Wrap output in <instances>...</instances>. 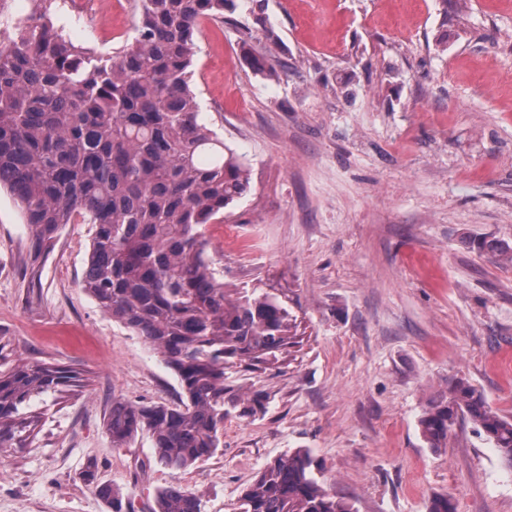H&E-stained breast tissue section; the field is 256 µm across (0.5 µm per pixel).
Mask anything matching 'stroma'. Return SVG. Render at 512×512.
<instances>
[{
    "instance_id": "1",
    "label": "stroma",
    "mask_w": 512,
    "mask_h": 512,
    "mask_svg": "<svg viewBox=\"0 0 512 512\" xmlns=\"http://www.w3.org/2000/svg\"><path fill=\"white\" fill-rule=\"evenodd\" d=\"M116 0L91 46L132 43ZM275 76L255 71L253 58ZM205 120L245 156L250 189L207 228L228 287L288 297L299 344L279 371L226 369L265 413L224 422V446L184 471L150 433L116 449L113 400L178 403L179 381L83 288L93 229L69 224L34 258L0 190V369L59 365L79 385L32 399L41 421L0 448V512H109L80 477L94 464L134 512L180 485L202 512H233L270 460L309 449L356 512H512V468L468 421L429 448L423 410L466 378L512 417V265L473 239L512 243V0H227L194 57Z\"/></svg>"
}]
</instances>
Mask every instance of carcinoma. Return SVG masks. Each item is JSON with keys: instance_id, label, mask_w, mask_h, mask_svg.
Returning <instances> with one entry per match:
<instances>
[{"instance_id": "obj_1", "label": "carcinoma", "mask_w": 512, "mask_h": 512, "mask_svg": "<svg viewBox=\"0 0 512 512\" xmlns=\"http://www.w3.org/2000/svg\"><path fill=\"white\" fill-rule=\"evenodd\" d=\"M54 2L33 0L30 18L15 21L0 0V186L20 203L38 256L65 225L93 226L83 288L162 355L182 388L175 405L112 401L107 434L119 449L146 430L155 461L183 471L223 447L225 419L267 407L268 394L225 386V369L276 368L298 344L287 301L225 287L208 254L207 225L250 188L245 162L202 121L190 86L201 22L224 18L225 0H135L136 36L113 54L73 42L50 14ZM473 247L512 264L505 241ZM71 382L68 370L44 364L0 370V447L37 428L32 398ZM461 418L512 468V419L463 378L419 419L429 447H442ZM312 465L306 448L267 462L235 512H355L323 488ZM81 478L112 512H134L94 465ZM151 512H202L201 499L171 485Z\"/></svg>"}]
</instances>
